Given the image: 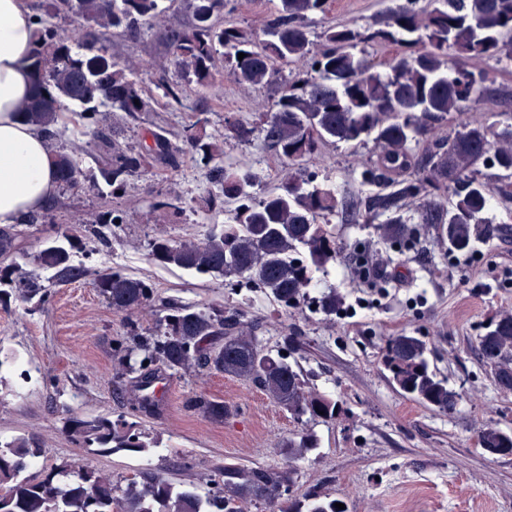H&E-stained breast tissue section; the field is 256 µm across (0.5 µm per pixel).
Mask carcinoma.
<instances>
[{
	"label": "carcinoma",
	"instance_id": "carcinoma-1",
	"mask_svg": "<svg viewBox=\"0 0 512 512\" xmlns=\"http://www.w3.org/2000/svg\"><path fill=\"white\" fill-rule=\"evenodd\" d=\"M160 0H44L33 14V94L18 114L45 131L46 148L56 166L61 190L78 182L77 149L58 142L61 102L82 106L85 134L103 141L100 174L110 197L127 193L130 178L154 165L179 167L188 151L203 165L210 188L197 200L207 219L224 214L200 238L156 237L150 257L197 276L241 280L281 309L306 303L331 317L344 304L330 287L310 296L312 270L336 263L338 242L332 218L338 213L336 190L309 171L310 162L336 143L362 145L372 139L378 151L357 178L363 196L354 204L364 223H378L390 243L412 233L418 223L436 225L440 242L452 252H466L493 233L484 214L491 198L512 204V124L494 133L482 124L448 127L453 115L479 101H512V86L496 83L477 63L512 62V0H395L380 19L363 29L334 23L322 33L321 48L311 49L309 20L326 14L330 0H279L263 25V39L224 20L229 0H186L188 24L169 30L165 40L172 63L191 70L200 86L214 79L216 55L224 52L228 75L242 86L276 88L278 97L258 127L228 120L224 137L251 143L262 134L263 147L273 151L288 174L262 193L256 177L224 156V141L203 133L206 119L186 125L182 145L172 143L166 129L136 147L119 141L122 128L152 109L148 88L128 76L102 44L107 32H121L132 41L140 26L159 13ZM67 12L80 22L75 37L61 35L52 18ZM93 22L100 35L89 37L84 53L71 43L85 35L81 22ZM398 46L384 59L358 54V45ZM245 57L238 59V54ZM304 59L307 66L282 74V66ZM178 196H157L151 211L157 220L181 209ZM384 221H379L380 217ZM124 223L119 211L90 213L86 224ZM0 232V303L45 301L48 288L87 274L116 314L129 317L125 338L115 349L116 374L149 376L155 369L170 374L195 366L251 381L297 421L307 424L282 444L288 457L300 459L319 447L312 425L336 419L338 401L311 386L298 360L295 336L285 335L274 349L256 336L257 324L226 314L224 304L206 307L174 305L154 329L145 331L130 315L153 298L147 281L114 268L89 270L73 263L79 237L61 224L57 239L28 256L40 269L52 271L45 283L13 257L14 239ZM288 354H283V351ZM480 358L495 384L512 391V313L493 316L477 338ZM382 364L393 387L427 409L451 413L459 394L431 369L428 346L420 337L401 333L387 341ZM198 411L214 423L224 422L222 401L196 399ZM137 423L113 420L107 414L65 419L67 437L88 454L131 451L146 453L154 441L136 430ZM479 446L493 456H512V431L489 426L478 435ZM39 437L0 442V512H244L247 503H264L271 512H347L340 499L317 491L297 501L282 488L292 480L265 467L224 464V480L201 493L194 486L143 472L112 479L87 466L55 464L28 473L32 460L45 456Z\"/></svg>",
	"mask_w": 512,
	"mask_h": 512
}]
</instances>
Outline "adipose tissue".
I'll return each mask as SVG.
<instances>
[{
    "label": "adipose tissue",
    "instance_id": "ef3b65f1",
    "mask_svg": "<svg viewBox=\"0 0 512 512\" xmlns=\"http://www.w3.org/2000/svg\"><path fill=\"white\" fill-rule=\"evenodd\" d=\"M33 16L25 0H0V224H19L58 190L43 132L17 115L33 91Z\"/></svg>",
    "mask_w": 512,
    "mask_h": 512
}]
</instances>
